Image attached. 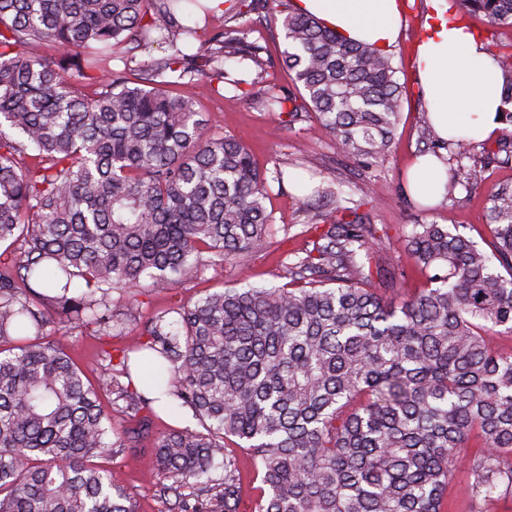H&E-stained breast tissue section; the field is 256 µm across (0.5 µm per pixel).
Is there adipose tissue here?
<instances>
[{"instance_id":"ef3b65f1","label":"adipose tissue","mask_w":512,"mask_h":512,"mask_svg":"<svg viewBox=\"0 0 512 512\" xmlns=\"http://www.w3.org/2000/svg\"><path fill=\"white\" fill-rule=\"evenodd\" d=\"M297 8L319 18L345 38L391 51L400 29L401 0H295ZM421 77L431 121L441 137L484 138L498 127L502 106V73L478 38L443 10L418 47ZM445 164L424 157L415 164L410 182L413 193L428 202L441 198Z\"/></svg>"}]
</instances>
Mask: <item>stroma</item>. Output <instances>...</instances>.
Masks as SVG:
<instances>
[{"mask_svg": "<svg viewBox=\"0 0 512 512\" xmlns=\"http://www.w3.org/2000/svg\"><path fill=\"white\" fill-rule=\"evenodd\" d=\"M433 12L432 0H403L400 36L391 55L406 93L394 139L372 178L355 176L346 168L342 155L313 114H306L289 131L283 126L282 114L261 110L251 105L248 99L231 93L221 98L199 95V107L209 128L246 144L260 170L274 171L277 163L286 156H305L311 164L306 169L285 167L282 181L271 182L266 206L278 233L266 248L251 254L243 262L207 268L170 289L158 291L145 286L130 294L113 291L112 302L116 307H124L130 300L135 303V319L128 323L122 335L100 337L76 323L63 328L48 327V334L60 338L91 385L101 382L106 365L105 353L120 357L123 350L137 341L142 323L158 311L189 304L234 283L281 285L283 259L292 252L306 249L313 238L312 233L305 230L303 209L313 188L322 181H340L344 191L356 198L367 188L382 196V205L370 213L371 221L391 243L390 251L382 256L383 261L404 269L403 287L406 291L424 287L426 282L424 273L407 257L402 244L410 224L459 225L464 235L481 249H491L493 236L486 218L489 194L496 184L512 181V165L490 167L481 187L475 190L457 188L451 202L442 200L428 204L415 201L408 204L402 201L398 192L399 186L408 185L409 172L417 161L418 116L425 107L417 50L425 34V24ZM253 37L263 46V56L268 60L265 84L289 86L290 77L278 64L286 47L280 16L258 23ZM184 428L198 431L202 424L187 409L156 410L154 435L144 439L140 448L96 458V466L108 472L116 484L131 494L135 512H168L172 499L162 490L167 480L155 465L152 455L154 437L171 429Z\"/></svg>", "mask_w": 512, "mask_h": 512, "instance_id": "35a3bbf8", "label": "stroma"}]
</instances>
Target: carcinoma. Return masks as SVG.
I'll use <instances>...</instances> for the list:
<instances>
[{
  "label": "carcinoma",
  "instance_id": "1",
  "mask_svg": "<svg viewBox=\"0 0 512 512\" xmlns=\"http://www.w3.org/2000/svg\"><path fill=\"white\" fill-rule=\"evenodd\" d=\"M225 2L232 25L209 35L184 23L195 8L215 13L202 0H0V245L11 250L0 261V512H133L92 460L139 447L152 421L138 413L161 400L206 426L165 432L155 448L157 469L198 491L194 512H209L201 493L231 438L267 487L255 512H446L465 464L476 512L512 498V353L495 341L512 335V182L490 198V254L445 224L412 225L406 249L427 275L412 294L404 271L372 265L389 242L361 207L378 198L319 185L304 209L317 234L282 262L288 285L229 287L143 323L119 364L147 352L154 398L110 371L92 387L45 333L56 318L120 333L128 314L112 291L170 288L275 235L249 148L208 132L197 93L174 87L239 92L286 115L288 130L312 111L363 171L385 155L402 102L390 54L290 9L293 88L249 93L225 64L250 61L251 84L263 81L250 35L279 0ZM455 2L512 26V0ZM495 59L511 105L512 53ZM418 140L419 156L456 160L450 200L459 179L474 188L491 164H512V131L477 156L480 143L441 138L423 110ZM103 390L135 420L114 441ZM241 492L224 461V512H238Z\"/></svg>",
  "mask_w": 512,
  "mask_h": 512
}]
</instances>
